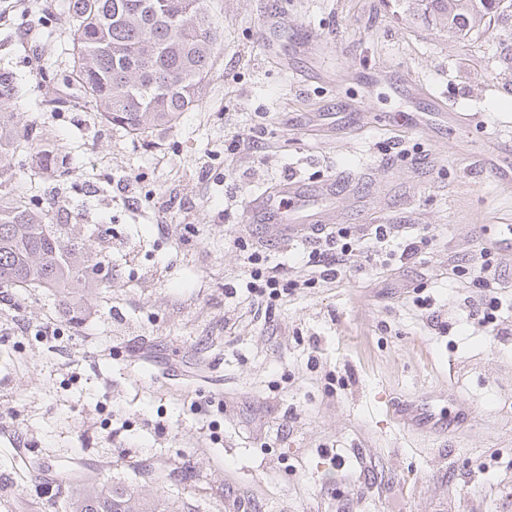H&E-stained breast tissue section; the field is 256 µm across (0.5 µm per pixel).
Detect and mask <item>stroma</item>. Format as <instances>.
<instances>
[{"label": "stroma", "instance_id": "stroma-1", "mask_svg": "<svg viewBox=\"0 0 512 512\" xmlns=\"http://www.w3.org/2000/svg\"><path fill=\"white\" fill-rule=\"evenodd\" d=\"M67 3L0 0L4 109L69 161L17 148L14 190L111 264L75 321L0 289V512L118 483L176 512H512L511 252L498 329L468 316L469 269L512 234L487 146L512 140V20L458 39L405 0H209L199 104L136 136L70 80ZM340 172L336 223L427 234L421 254L363 249L316 282L309 241L248 223L274 183ZM256 250L298 289L248 290Z\"/></svg>", "mask_w": 512, "mask_h": 512}]
</instances>
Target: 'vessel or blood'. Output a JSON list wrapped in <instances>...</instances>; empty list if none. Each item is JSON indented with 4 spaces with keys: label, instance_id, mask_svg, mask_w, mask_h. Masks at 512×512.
<instances>
[{
    "label": "vessel or blood",
    "instance_id": "vessel-or-blood-1",
    "mask_svg": "<svg viewBox=\"0 0 512 512\" xmlns=\"http://www.w3.org/2000/svg\"><path fill=\"white\" fill-rule=\"evenodd\" d=\"M338 192L339 181L335 178L316 186L285 179L249 200L248 221L266 225L274 243L309 240L331 223Z\"/></svg>",
    "mask_w": 512,
    "mask_h": 512
}]
</instances>
